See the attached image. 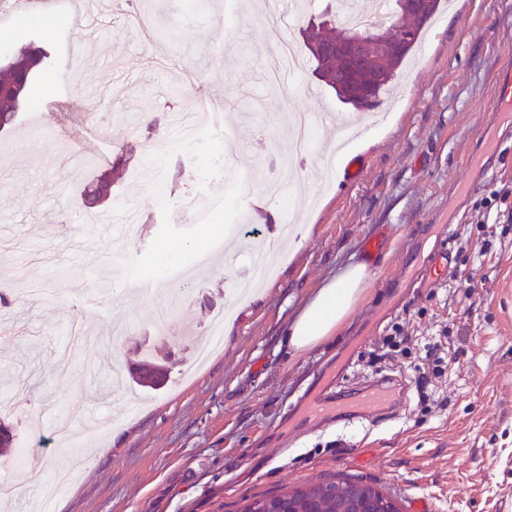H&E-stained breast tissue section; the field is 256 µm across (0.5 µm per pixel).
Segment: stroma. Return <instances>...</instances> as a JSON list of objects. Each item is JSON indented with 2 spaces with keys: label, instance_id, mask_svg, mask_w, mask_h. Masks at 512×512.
<instances>
[{
  "label": "stroma",
  "instance_id": "stroma-1",
  "mask_svg": "<svg viewBox=\"0 0 512 512\" xmlns=\"http://www.w3.org/2000/svg\"><path fill=\"white\" fill-rule=\"evenodd\" d=\"M152 2L150 38L131 5L113 0H91V37L22 17L0 32V62L36 36L52 54L18 125L0 133V316L11 336L0 352V419L15 429L14 448L37 459L19 470L14 456L0 458V477L18 485L0 512H31L37 485L67 466L58 418L79 431L85 461L52 512H240L250 499L343 477L372 482L402 512H512V138L492 173L458 190L492 134L484 106L512 57V0L491 11L486 0H454L426 29L380 97L382 122L346 139L355 179L333 153L350 106L313 63L275 83L267 75L279 42L302 48L301 27L332 0H285L275 19L264 0H235L229 11L225 0ZM84 39L85 65H67L70 44ZM200 97L222 102L220 132L186 144L171 121ZM296 112L327 116L305 159L288 139ZM153 121L170 153L149 168L139 144ZM120 151L133 157L111 199L83 210V187ZM283 164L297 171L284 200L258 209L259 189L236 209L222 199L235 172L264 182ZM154 182L202 219L170 223ZM489 208L500 214L490 228ZM292 211L295 232L273 277L238 304L223 344L183 372L193 340L245 275L248 241L269 238ZM123 212L135 214L137 239L114 225ZM379 235L387 244L345 324L291 349L288 326ZM171 239L214 244L216 260L169 288L162 331L127 271L152 265ZM442 247L452 268L433 263ZM477 252L468 298L451 272ZM31 280L53 299L25 294ZM398 327L415 345L371 363ZM433 342L443 362L423 405L415 379ZM156 345L172 354L169 381L128 378L113 392L112 359L132 367ZM393 376L398 400L366 420L297 417L311 392L353 396Z\"/></svg>",
  "mask_w": 512,
  "mask_h": 512
}]
</instances>
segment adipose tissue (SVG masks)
I'll list each match as a JSON object with an SVG mask.
<instances>
[{
    "label": "adipose tissue",
    "mask_w": 512,
    "mask_h": 512,
    "mask_svg": "<svg viewBox=\"0 0 512 512\" xmlns=\"http://www.w3.org/2000/svg\"><path fill=\"white\" fill-rule=\"evenodd\" d=\"M366 277L364 267L355 265L321 288L288 328L289 346L303 351L334 335L361 298Z\"/></svg>",
    "instance_id": "adipose-tissue-1"
}]
</instances>
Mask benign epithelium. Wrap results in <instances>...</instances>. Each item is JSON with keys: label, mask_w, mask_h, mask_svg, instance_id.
I'll return each mask as SVG.
<instances>
[{"label": "benign epithelium", "mask_w": 512, "mask_h": 512, "mask_svg": "<svg viewBox=\"0 0 512 512\" xmlns=\"http://www.w3.org/2000/svg\"><path fill=\"white\" fill-rule=\"evenodd\" d=\"M408 45V39L395 35L393 28L381 25L373 34H359L341 42L322 45L319 52L332 71L338 66L349 67L354 64L374 70L382 60L403 54ZM329 496L342 498L351 504L350 512H401L394 499L369 496L363 482H353L346 486L324 484L316 491L307 489L305 508L302 511L291 504L286 509L276 511L270 501L256 500L251 504V512H324L323 500Z\"/></svg>", "instance_id": "benign-epithelium-1"}]
</instances>
